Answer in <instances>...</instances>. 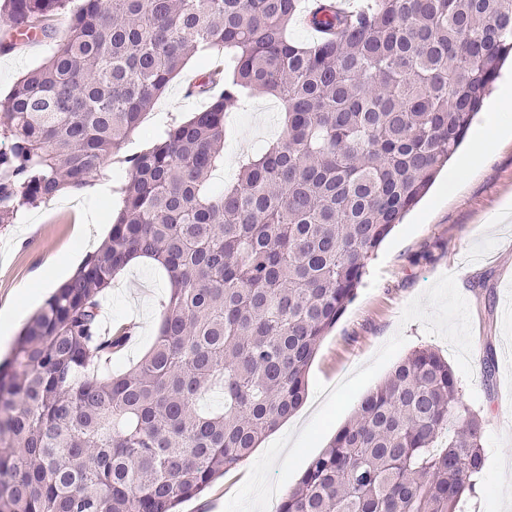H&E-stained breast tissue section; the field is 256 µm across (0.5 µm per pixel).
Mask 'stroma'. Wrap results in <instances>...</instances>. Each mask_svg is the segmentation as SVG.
Returning <instances> with one entry per match:
<instances>
[{
  "label": "stroma",
  "mask_w": 512,
  "mask_h": 512,
  "mask_svg": "<svg viewBox=\"0 0 512 512\" xmlns=\"http://www.w3.org/2000/svg\"><path fill=\"white\" fill-rule=\"evenodd\" d=\"M49 53L46 44L0 53V99ZM215 65L201 55L185 62L143 124L107 162L108 181L61 194L0 227V310H17L20 322H27L42 305L29 289L50 280L57 266L74 270L90 253L75 233L79 215L94 210L111 223L119 202L103 195V184L124 182L126 155L145 148L171 119L187 118L206 105L205 95L188 88ZM280 111L274 97L258 93L234 113L224 143L225 179L236 176L241 155L279 134ZM504 207L512 208L511 142L465 173L459 159H452L369 259L355 299L318 348L301 408L236 469L184 501L180 512H253L261 498L267 512H276L362 399L422 346L447 358L485 421L486 462L470 512H498L512 501V479L499 472L502 458L512 457V219L498 220ZM167 294L164 271L147 261L106 293L104 323L136 328L118 367L137 363L152 346ZM488 352L495 360L489 380L482 375Z\"/></svg>",
  "instance_id": "obj_1"
}]
</instances>
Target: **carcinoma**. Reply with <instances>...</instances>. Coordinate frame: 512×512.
Returning <instances> with one entry per match:
<instances>
[{
    "label": "carcinoma",
    "instance_id": "carcinoma-1",
    "mask_svg": "<svg viewBox=\"0 0 512 512\" xmlns=\"http://www.w3.org/2000/svg\"><path fill=\"white\" fill-rule=\"evenodd\" d=\"M0 0L66 36L0 101V226L103 174L183 62L224 55L203 109L124 158L108 239L0 362V512H178L302 405L366 263L452 159L512 56V0ZM303 18L319 39L299 44ZM280 135L221 188L226 117L255 93ZM144 258L168 301L149 352L101 330ZM218 392L223 403L204 404ZM484 421L438 351L402 359L307 465L278 512H467Z\"/></svg>",
    "mask_w": 512,
    "mask_h": 512
}]
</instances>
